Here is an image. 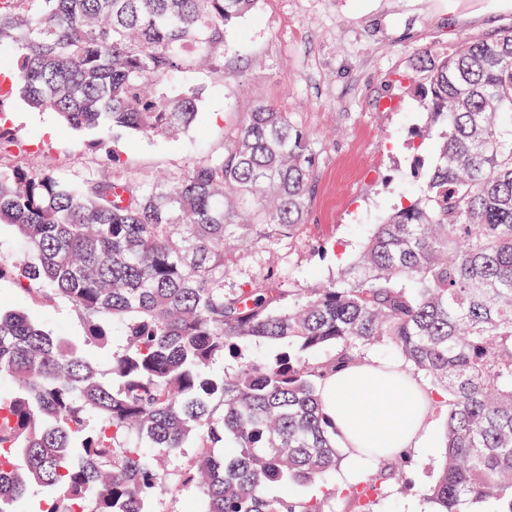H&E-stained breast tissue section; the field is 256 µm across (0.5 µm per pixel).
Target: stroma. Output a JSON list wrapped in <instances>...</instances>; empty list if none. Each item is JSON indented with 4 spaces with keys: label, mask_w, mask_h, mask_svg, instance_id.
<instances>
[{
    "label": "stroma",
    "mask_w": 512,
    "mask_h": 512,
    "mask_svg": "<svg viewBox=\"0 0 512 512\" xmlns=\"http://www.w3.org/2000/svg\"><path fill=\"white\" fill-rule=\"evenodd\" d=\"M469 22H459V15ZM512 28V11L494 0H258L255 10L224 34L223 75L187 70L179 81L205 89L201 124L172 138L121 134L110 147L125 174L150 180L219 156L253 103L289 113L318 152V187L302 233L273 250L245 256L224 279L231 290L277 266L301 284L335 278L376 224L417 182L406 172L414 154L411 131L421 123L405 76L423 65L422 53L453 50L465 37ZM9 127L28 147L21 161L74 178L102 176L92 133L68 128L55 114L8 105ZM326 245L324 257L310 250ZM0 306L24 309L32 319L82 343L79 317L67 307L34 305L15 285L0 282ZM445 413L431 417L432 436L410 449L398 484L383 489L375 512H424L423 495L442 462Z\"/></svg>",
    "instance_id": "stroma-1"
}]
</instances>
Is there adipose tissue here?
<instances>
[{"label": "adipose tissue", "instance_id": "ef3b65f1", "mask_svg": "<svg viewBox=\"0 0 512 512\" xmlns=\"http://www.w3.org/2000/svg\"><path fill=\"white\" fill-rule=\"evenodd\" d=\"M319 392L350 451L349 470L364 463L359 449L398 454L422 446L430 435L433 401L404 368L349 365L322 381Z\"/></svg>", "mask_w": 512, "mask_h": 512}]
</instances>
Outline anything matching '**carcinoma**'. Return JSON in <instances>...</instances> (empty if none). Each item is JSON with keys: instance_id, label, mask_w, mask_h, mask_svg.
I'll list each match as a JSON object with an SVG mask.
<instances>
[{"instance_id": "carcinoma-1", "label": "carcinoma", "mask_w": 512, "mask_h": 512, "mask_svg": "<svg viewBox=\"0 0 512 512\" xmlns=\"http://www.w3.org/2000/svg\"><path fill=\"white\" fill-rule=\"evenodd\" d=\"M257 2L0 0V68L19 80L0 112L16 86L97 146L175 136L203 89L170 84L193 65L221 73L225 27ZM424 56L409 89L437 149L410 171L419 193L339 276L304 286L270 267L224 289L235 255L301 233L316 190L317 151L273 104L255 102L222 155L151 182L110 152L109 174L77 181L18 164L0 123V224L23 245L0 254V280L67 305L85 336L0 308V512H147L182 491L200 512H331L342 454L319 384L387 344L447 410L430 512H512V30ZM250 345L282 350L241 357ZM403 460L343 491L353 512H372ZM36 487L51 496L29 501Z\"/></svg>"}]
</instances>
